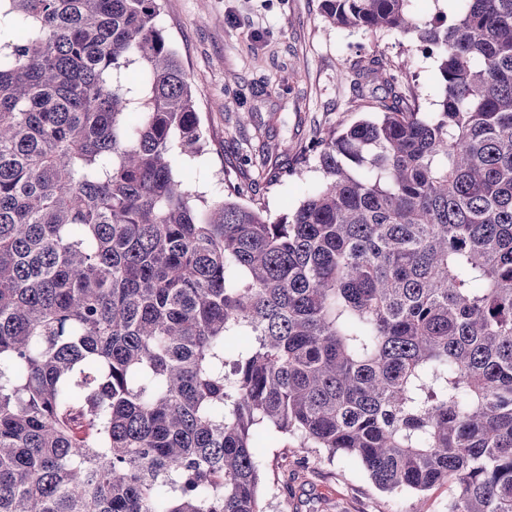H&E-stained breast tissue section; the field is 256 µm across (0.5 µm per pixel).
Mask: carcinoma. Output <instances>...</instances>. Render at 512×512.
Here are the masks:
<instances>
[{"instance_id": "obj_1", "label": "carcinoma", "mask_w": 512, "mask_h": 512, "mask_svg": "<svg viewBox=\"0 0 512 512\" xmlns=\"http://www.w3.org/2000/svg\"><path fill=\"white\" fill-rule=\"evenodd\" d=\"M410 2L321 10L416 35L438 110L373 60L274 218L178 172L206 138L161 0H0V512H265L288 436L512 512V0ZM421 0L414 1V8L423 22L434 21L436 18H447L449 22L456 14L458 2L456 0H426L422 8Z\"/></svg>"}]
</instances>
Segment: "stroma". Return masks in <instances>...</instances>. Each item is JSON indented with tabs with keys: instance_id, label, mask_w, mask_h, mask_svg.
<instances>
[{
	"instance_id": "35a3bbf8",
	"label": "stroma",
	"mask_w": 512,
	"mask_h": 512,
	"mask_svg": "<svg viewBox=\"0 0 512 512\" xmlns=\"http://www.w3.org/2000/svg\"><path fill=\"white\" fill-rule=\"evenodd\" d=\"M160 24L196 93L206 133L192 162L194 189L271 215L295 207L322 175L305 144L363 118L357 92L372 60L386 62L399 91L433 112L443 84L413 35L333 26L321 0H162ZM267 512H447L453 485L422 495L379 490L354 462L300 447L288 437L259 459Z\"/></svg>"
}]
</instances>
